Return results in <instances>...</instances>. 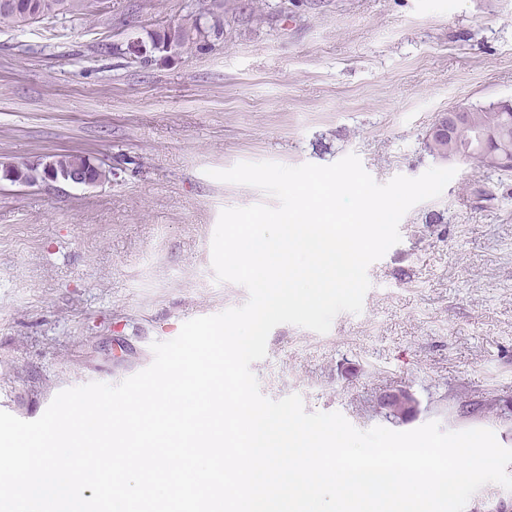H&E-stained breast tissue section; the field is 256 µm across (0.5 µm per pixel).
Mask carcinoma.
<instances>
[{"label": "carcinoma", "mask_w": 512, "mask_h": 512, "mask_svg": "<svg viewBox=\"0 0 512 512\" xmlns=\"http://www.w3.org/2000/svg\"><path fill=\"white\" fill-rule=\"evenodd\" d=\"M91 7V0H0V26L22 27L59 17L79 20ZM187 8L190 23L182 25L185 36L174 42L176 49H201L209 37L224 34V13L220 9H206L194 3ZM481 131L496 132L498 144L512 151V106L496 103L475 109L471 122L459 127L450 139L449 149L486 166L484 149L477 138ZM53 163L58 169L89 168V158L74 153L56 154ZM389 409L391 415L400 418L415 412L413 399L406 391L393 395Z\"/></svg>", "instance_id": "obj_1"}]
</instances>
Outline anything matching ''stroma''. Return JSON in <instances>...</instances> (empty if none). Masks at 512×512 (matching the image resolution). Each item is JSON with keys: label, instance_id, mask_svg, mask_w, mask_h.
Masks as SVG:
<instances>
[{"label": "stroma", "instance_id": "35a3bbf8", "mask_svg": "<svg viewBox=\"0 0 512 512\" xmlns=\"http://www.w3.org/2000/svg\"><path fill=\"white\" fill-rule=\"evenodd\" d=\"M104 4L0 28V162L77 152L110 171L94 186L0 180V410L25 421L247 302L217 280L213 234L222 210L275 200L211 171L353 153L377 183L415 178L437 164V113L512 100V0H224L221 39L149 67L100 47L184 23L187 0ZM453 166L369 266L360 314L270 332L251 366L263 396L362 431L486 428L512 449V176ZM401 389L418 408L389 418L378 400ZM467 394L493 412H463Z\"/></svg>", "mask_w": 512, "mask_h": 512}]
</instances>
